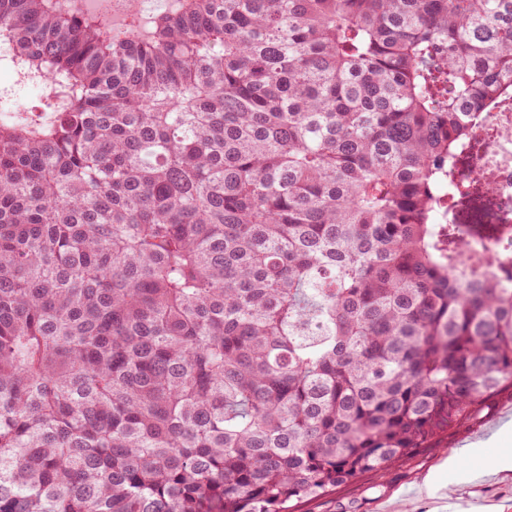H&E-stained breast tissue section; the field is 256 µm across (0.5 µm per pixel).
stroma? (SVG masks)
Wrapping results in <instances>:
<instances>
[{"mask_svg":"<svg viewBox=\"0 0 512 512\" xmlns=\"http://www.w3.org/2000/svg\"><path fill=\"white\" fill-rule=\"evenodd\" d=\"M512 398L492 418L418 449L383 475L365 476L330 495L298 504L297 512H512V470L486 473L488 460L512 453Z\"/></svg>","mask_w":512,"mask_h":512,"instance_id":"obj_1","label":"stroma"}]
</instances>
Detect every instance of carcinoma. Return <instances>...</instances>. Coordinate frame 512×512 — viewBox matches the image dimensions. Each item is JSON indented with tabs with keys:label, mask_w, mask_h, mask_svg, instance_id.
<instances>
[{
	"label": "carcinoma",
	"mask_w": 512,
	"mask_h": 512,
	"mask_svg": "<svg viewBox=\"0 0 512 512\" xmlns=\"http://www.w3.org/2000/svg\"><path fill=\"white\" fill-rule=\"evenodd\" d=\"M0 43V512H295L512 396V224L435 223L512 0H0ZM142 7L139 8L136 0H92L90 2L97 3L102 7L101 3H105V8L110 15L117 13L131 14L141 10L143 14H155L162 12L167 4V0H141ZM165 2V3H164Z\"/></svg>",
	"instance_id": "obj_1"
}]
</instances>
